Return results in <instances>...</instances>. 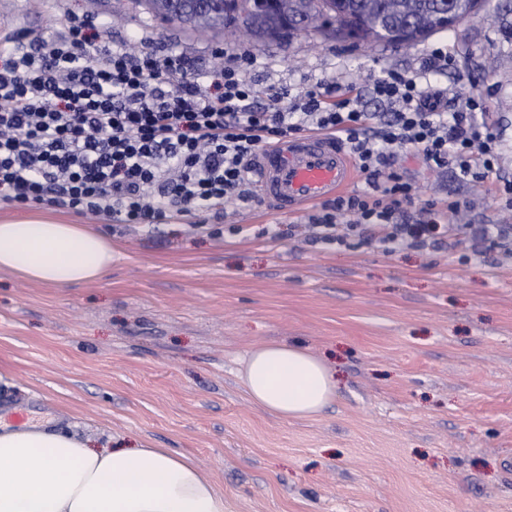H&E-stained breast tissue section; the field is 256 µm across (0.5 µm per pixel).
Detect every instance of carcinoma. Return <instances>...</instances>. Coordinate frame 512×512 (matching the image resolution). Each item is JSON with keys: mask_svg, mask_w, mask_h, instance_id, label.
<instances>
[{"mask_svg": "<svg viewBox=\"0 0 512 512\" xmlns=\"http://www.w3.org/2000/svg\"><path fill=\"white\" fill-rule=\"evenodd\" d=\"M145 13L200 37L223 36L254 48L298 37L288 22L299 20L302 35H324L336 26L350 44L406 47L450 29L473 15L475 0H133Z\"/></svg>", "mask_w": 512, "mask_h": 512, "instance_id": "cac0c4a2", "label": "carcinoma"}]
</instances>
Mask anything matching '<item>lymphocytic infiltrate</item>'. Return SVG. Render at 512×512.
<instances>
[{"mask_svg":"<svg viewBox=\"0 0 512 512\" xmlns=\"http://www.w3.org/2000/svg\"><path fill=\"white\" fill-rule=\"evenodd\" d=\"M90 24L69 18L64 32L34 42L0 28V204L45 203L119 224L154 228L197 212L223 213L258 201L257 149L310 132L334 134L365 176L363 192L314 206L303 223L271 225L273 239L308 244L359 241L386 253L443 249L461 227L464 204L417 194L399 165L413 149L430 171L487 182L502 221L471 225L474 254L512 259V181L499 179V125L481 96L448 108V90L426 75L447 70L437 48L416 77L354 75L296 94L257 90L246 77L255 58L231 54L208 80L175 52L129 45L95 56Z\"/></svg>","mask_w":512,"mask_h":512,"instance_id":"1","label":"lymphocytic infiltrate"}]
</instances>
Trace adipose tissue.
Segmentation results:
<instances>
[{"instance_id":"obj_1","label":"adipose tissue","mask_w":512,"mask_h":512,"mask_svg":"<svg viewBox=\"0 0 512 512\" xmlns=\"http://www.w3.org/2000/svg\"><path fill=\"white\" fill-rule=\"evenodd\" d=\"M112 267V243L59 219H0V271L53 288L91 284ZM254 405L284 419L321 414L336 378L301 348L257 347L242 360ZM0 512H224V496L168 448H97L64 428L0 421Z\"/></svg>"}]
</instances>
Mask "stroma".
<instances>
[{"label": "stroma", "mask_w": 512, "mask_h": 512, "mask_svg": "<svg viewBox=\"0 0 512 512\" xmlns=\"http://www.w3.org/2000/svg\"><path fill=\"white\" fill-rule=\"evenodd\" d=\"M405 47L354 48L295 38L255 49L257 88L299 92L419 71L437 45L453 68L438 75L452 98L490 93L499 120L501 176L512 180V0ZM0 15L29 38L63 31L69 17L96 28L93 49L133 39L145 48L220 66L221 39L161 28L131 0H0ZM420 199L472 202L464 224L500 212L489 184L423 172ZM209 215L149 231L86 223L112 241V267L69 288L0 272V413L20 410L94 443L108 436L189 456L224 494V512H512V262L473 255L467 234L442 250L392 253L309 246L265 235L288 223L267 202L227 213L238 234L211 236ZM286 343L324 358L336 397L306 419L254 406L243 356Z\"/></svg>", "instance_id": "stroma-1"}]
</instances>
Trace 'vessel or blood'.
<instances>
[{
	"label": "vessel or blood",
	"mask_w": 512,
	"mask_h": 512,
	"mask_svg": "<svg viewBox=\"0 0 512 512\" xmlns=\"http://www.w3.org/2000/svg\"><path fill=\"white\" fill-rule=\"evenodd\" d=\"M260 195L278 211L301 207L335 195L355 179L344 149L328 134H306L262 151L255 166Z\"/></svg>",
	"instance_id": "1"
}]
</instances>
